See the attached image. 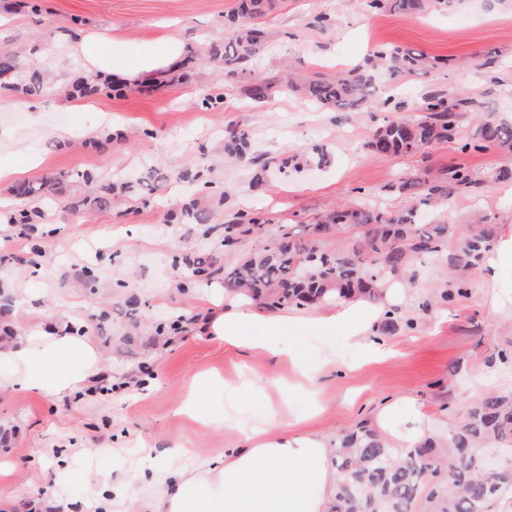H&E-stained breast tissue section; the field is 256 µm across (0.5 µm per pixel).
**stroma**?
Listing matches in <instances>:
<instances>
[{
	"instance_id": "stroma-1",
	"label": "stroma",
	"mask_w": 512,
	"mask_h": 512,
	"mask_svg": "<svg viewBox=\"0 0 512 512\" xmlns=\"http://www.w3.org/2000/svg\"><path fill=\"white\" fill-rule=\"evenodd\" d=\"M234 0H0V48L31 51L36 66L51 77L35 95L41 125H29L13 95L0 93V157L23 161L21 173L0 181V211L32 212L25 233L0 223V290L13 306L7 318L15 333L36 334L49 325L84 327L102 353L99 376L65 398L24 391L0 392V512H44L45 478H61L57 512H104L109 486L124 483L148 491L145 476L166 464L191 467L200 457L239 447L241 424L262 420L268 403L263 388L292 375L287 357L225 346L207 336L203 322L209 290L224 285L223 272L203 281L182 278L174 262L206 256L224 262V223L238 212L260 213L262 238L242 240L237 251L269 244L284 224H307L337 202L403 211L404 198L385 190L406 174L433 180L449 166L465 163L487 186L472 196L452 194L423 220L466 223L480 209L499 234L512 231V181L496 180L512 168V155L488 149L461 153L440 143L406 156L378 158L366 144L393 113V98L406 116L418 115L430 91H462L498 120L512 125V0H458L446 11L408 16L367 13L361 0H286L267 20L266 52L250 67L251 77L281 71L296 77L344 71L365 64L381 45H400L447 58L427 74L394 78L378 71L372 108L336 112L293 93L267 103L244 101L239 80L215 72L206 52L224 39V15ZM55 35L43 40L45 23ZM160 32L180 37L195 61L191 81L177 80L152 91L103 94L75 103L65 92L88 72L69 52L87 37H109L151 50ZM222 93L224 109L209 112L201 100ZM111 122H104V114ZM245 130L254 151L266 158L314 146L329 161L313 174L269 173V184L252 186L250 166L221 159L224 131ZM76 129L71 138L59 128ZM168 177L164 190L148 195L139 185L149 168ZM204 172L227 190L211 223L185 224L181 208L193 192L180 173ZM93 173V185L77 180ZM58 177L55 193L23 198L22 182ZM113 187L109 209L84 206L90 190ZM94 284H87L86 274ZM512 277V260L498 273L477 269L467 291L453 285L437 261L415 267L409 310L394 329L378 332L391 348L386 358L363 362L344 336H290L315 375L313 394L295 393L290 411L320 413L303 426L339 437L355 430L386 400L414 396L450 429L478 398L512 393V313L494 312L490 297L496 277ZM136 297L144 319L164 328L162 336L132 331L116 310ZM335 364H325L327 350ZM214 370L218 383L193 384ZM256 393L231 394L241 375ZM194 400L210 424L179 414ZM187 453L171 458L174 445Z\"/></svg>"
}]
</instances>
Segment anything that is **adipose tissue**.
Segmentation results:
<instances>
[{
    "label": "adipose tissue",
    "instance_id": "obj_1",
    "mask_svg": "<svg viewBox=\"0 0 512 512\" xmlns=\"http://www.w3.org/2000/svg\"><path fill=\"white\" fill-rule=\"evenodd\" d=\"M75 51L90 69L127 81L175 67L185 44L167 34L144 55L112 40L86 41ZM408 305L409 290L399 280L385 284L376 300L332 293L307 310L264 311L248 295L216 288L206 333L231 347L287 357L297 368L302 353L295 346L283 347L284 337L340 332L366 359L374 360L386 354L376 333L378 323ZM101 363V352L87 333L56 325L39 334L17 335L0 347V391L63 396L95 378ZM269 415L276 426L247 428L243 447L206 456L191 469L167 468L160 490L151 495H139L127 485L115 488L124 512H331L336 500L335 438L282 421L279 405H271ZM369 425L395 448H412L442 434L436 415L409 395L386 401Z\"/></svg>",
    "mask_w": 512,
    "mask_h": 512
}]
</instances>
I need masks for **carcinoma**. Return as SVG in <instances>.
<instances>
[{
  "mask_svg": "<svg viewBox=\"0 0 512 512\" xmlns=\"http://www.w3.org/2000/svg\"><path fill=\"white\" fill-rule=\"evenodd\" d=\"M366 10H386L417 15L431 9H451L456 0H363ZM284 0H237L224 15V41L210 46V55L235 79L265 51L269 41L266 17ZM381 64L400 77L426 74L445 64L425 52L388 46L374 52L365 65L336 75L317 74L303 80H285L270 72L244 83V98L263 103L286 90L332 110L371 105L374 71ZM47 85L35 63H26L17 51L0 49V89L18 97L33 96ZM114 90L111 80L98 75L80 79L70 96L91 97ZM474 102L458 93L437 91L423 99L424 115L414 120L393 118L378 126L368 142L380 158L410 155L419 146L461 141L460 149H495L512 154V126L483 119L461 132L463 114ZM224 156L254 167L252 185L265 184L271 160L252 153L247 133L237 127L224 131ZM328 161L325 148L315 146L306 154L291 153L279 162L281 170L300 171ZM52 177L38 185L23 182L15 187L19 197L44 196L54 190ZM485 182L464 166L448 169L440 180L415 175L399 178L388 191L413 201L400 213L379 208L341 205L314 224H288L262 249L224 263V291L248 292L270 309L313 305L328 290L342 295L360 293L377 297L388 280L413 277L416 262L436 258L447 268L456 294L466 292V274L480 265L491 251L495 227L476 215L463 225L420 224L417 207H432L448 200L455 191L477 194ZM187 224H208L212 212L191 201L183 207ZM364 228L361 240L334 249L324 239L340 235L348 226ZM224 248L234 252L247 237L266 232L265 221L241 213L224 224ZM192 277L205 279L214 273L213 262L198 257L185 260ZM496 442L512 449V396L490 394L476 400L463 420L448 431V447L430 441L414 448H392L376 431L364 425L340 439L336 454V512H489L497 500L512 498V463L488 469L484 446Z\"/></svg>",
  "mask_w": 512,
  "mask_h": 512,
  "instance_id": "carcinoma-1",
  "label": "carcinoma"
}]
</instances>
